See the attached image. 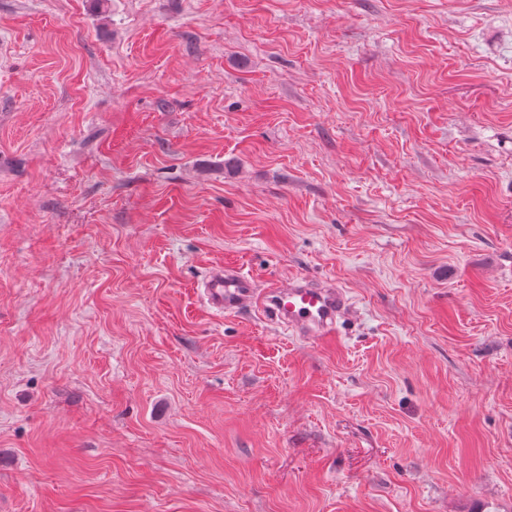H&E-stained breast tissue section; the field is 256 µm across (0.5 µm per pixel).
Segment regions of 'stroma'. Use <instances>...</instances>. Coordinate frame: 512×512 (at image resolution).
I'll return each mask as SVG.
<instances>
[{
	"mask_svg": "<svg viewBox=\"0 0 512 512\" xmlns=\"http://www.w3.org/2000/svg\"><path fill=\"white\" fill-rule=\"evenodd\" d=\"M0 512H512V0H0ZM205 296L211 309L231 313L249 308L299 338L317 341L336 334L351 304L346 290L335 282L294 277L257 288L251 276L230 265L211 272Z\"/></svg>",
	"mask_w": 512,
	"mask_h": 512,
	"instance_id": "1",
	"label": "stroma"
}]
</instances>
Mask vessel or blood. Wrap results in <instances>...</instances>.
Listing matches in <instances>:
<instances>
[{"label": "vessel or blood", "instance_id": "vessel-or-blood-1", "mask_svg": "<svg viewBox=\"0 0 512 512\" xmlns=\"http://www.w3.org/2000/svg\"><path fill=\"white\" fill-rule=\"evenodd\" d=\"M205 296L211 309L231 313L249 308L305 340L335 335L339 321L350 312L346 290L334 282L294 277L260 288L251 276L230 265L211 272Z\"/></svg>", "mask_w": 512, "mask_h": 512}]
</instances>
